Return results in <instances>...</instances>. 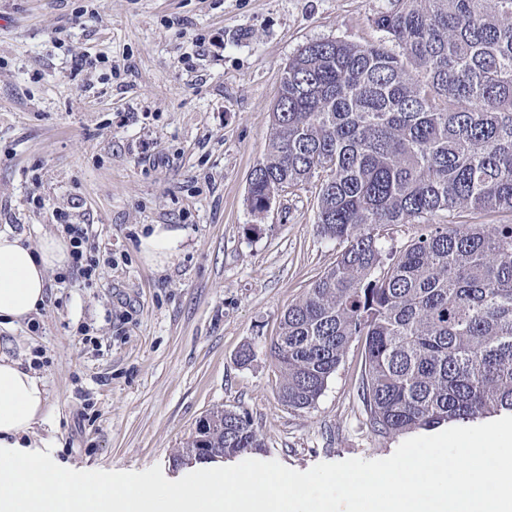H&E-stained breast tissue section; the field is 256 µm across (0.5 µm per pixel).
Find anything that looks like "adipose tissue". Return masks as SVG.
Here are the masks:
<instances>
[{
    "instance_id": "ef3b65f1",
    "label": "adipose tissue",
    "mask_w": 512,
    "mask_h": 512,
    "mask_svg": "<svg viewBox=\"0 0 512 512\" xmlns=\"http://www.w3.org/2000/svg\"><path fill=\"white\" fill-rule=\"evenodd\" d=\"M67 262L62 238L46 235L30 245L0 232V329L15 331L38 312L50 272ZM47 404L42 378L0 351V512H308L279 478L243 481L237 470L214 465L163 483L157 499L126 476L68 469L56 445L34 433Z\"/></svg>"
}]
</instances>
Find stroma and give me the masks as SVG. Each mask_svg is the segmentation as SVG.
Here are the masks:
<instances>
[{"mask_svg": "<svg viewBox=\"0 0 512 512\" xmlns=\"http://www.w3.org/2000/svg\"><path fill=\"white\" fill-rule=\"evenodd\" d=\"M388 0H0V231L37 242L78 225L100 275L49 277L33 325L0 345L44 380L65 467L160 484L213 408L248 413L275 460L306 471L384 459L364 425L351 347L316 407L276 394L267 345L338 247L317 232V179L254 215L252 169L289 56L382 39ZM181 230L147 259L152 225ZM251 347L254 357L241 363Z\"/></svg>", "mask_w": 512, "mask_h": 512, "instance_id": "obj_1", "label": "stroma"}]
</instances>
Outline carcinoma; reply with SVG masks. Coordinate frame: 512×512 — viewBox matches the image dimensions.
I'll list each match as a JSON object with an SVG mask.
<instances>
[{
  "label": "carcinoma",
  "mask_w": 512,
  "mask_h": 512,
  "mask_svg": "<svg viewBox=\"0 0 512 512\" xmlns=\"http://www.w3.org/2000/svg\"><path fill=\"white\" fill-rule=\"evenodd\" d=\"M373 24L392 48L332 38L288 58L250 176L261 214L323 174L315 224L340 246L268 344L278 399L316 408L356 341L376 436L512 413V224L458 221L512 213V0H389ZM397 224L421 232L394 249ZM207 420L174 464L265 448L245 412Z\"/></svg>",
  "instance_id": "cac0c4a2"
}]
</instances>
